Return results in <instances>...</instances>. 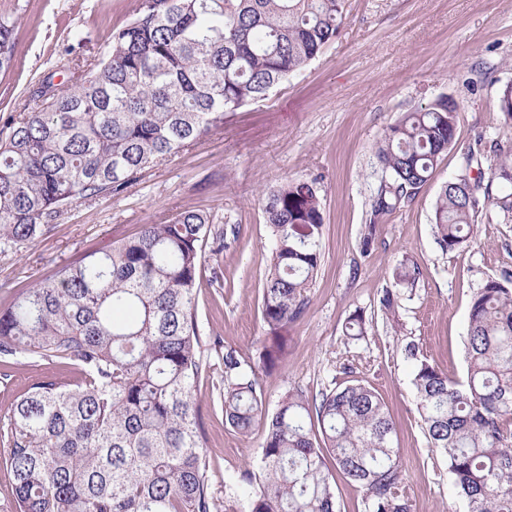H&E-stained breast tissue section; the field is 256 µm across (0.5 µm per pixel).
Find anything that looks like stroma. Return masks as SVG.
Returning <instances> with one entry per match:
<instances>
[{"instance_id": "obj_1", "label": "stroma", "mask_w": 512, "mask_h": 512, "mask_svg": "<svg viewBox=\"0 0 512 512\" xmlns=\"http://www.w3.org/2000/svg\"><path fill=\"white\" fill-rule=\"evenodd\" d=\"M143 0H0V16L16 25L15 59L0 73V126L23 111L39 80H65L77 60L91 58L126 27ZM88 37L77 46L74 30ZM512 82V0H346L339 35L303 70L261 102L227 113L223 126L191 147L144 170L123 193L77 200L53 230L0 251V306L34 287L57 266L143 225L165 224L180 211L209 213L224 231V251L207 256L197 319L202 339H221L253 368L267 403L288 387L316 395L345 382L343 362L383 398L396 426L397 446L412 512H465L447 465L421 427L411 384L408 343L455 377L466 371L464 340L471 297L502 272H512V219L491 207L477 218L468 247L443 252L432 223L442 185L460 175L491 174L494 145H512V122L499 110ZM448 97L457 105L456 145L444 153L414 199L370 225L371 203L386 174L375 152L404 114ZM473 148L477 164L464 166ZM288 181L315 183L321 200L320 266L303 314L282 331L287 352L274 369L260 357L271 333L260 303L272 257L263 205ZM370 247H363L365 236ZM420 269L414 288L398 291L394 315L379 300L394 285L402 260ZM362 312L367 334H345ZM75 383L61 361L16 358L0 364V416L40 380ZM199 415L208 452L207 476L221 512H244L264 441L262 425L242 435L225 425L218 400L203 387Z\"/></svg>"}]
</instances>
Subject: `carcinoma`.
<instances>
[{
  "label": "carcinoma",
  "mask_w": 512,
  "mask_h": 512,
  "mask_svg": "<svg viewBox=\"0 0 512 512\" xmlns=\"http://www.w3.org/2000/svg\"><path fill=\"white\" fill-rule=\"evenodd\" d=\"M345 0H144L102 54L77 63L67 84L47 79L27 112L0 132V247L19 249L51 231L74 201L119 194L137 174L224 125V114L266 98L336 39ZM16 46L0 17V70ZM457 105L405 113L376 156L388 179L369 229L411 200L455 144ZM491 173L446 182L433 214L445 251L475 240V218L494 205L512 217V147ZM497 182L501 192L491 191ZM274 245L261 298L272 333L262 363L285 353L279 335L303 313L317 270L320 200L287 182L264 205ZM224 251L211 215L180 211L130 239L58 266L0 308V362L63 360L80 378L34 383L0 427V463L13 477L16 512H218L197 390L218 391L225 424L266 436L246 512H339L325 455L364 495L366 512H411L396 427L382 398L350 380L311 397L286 390L266 407L256 373L227 349L204 358L196 293L205 251ZM418 268L401 262L395 284ZM348 336L366 334L360 312ZM412 385L431 447L448 465L467 512H512V273L472 298L466 375L419 359Z\"/></svg>",
  "instance_id": "1"
}]
</instances>
